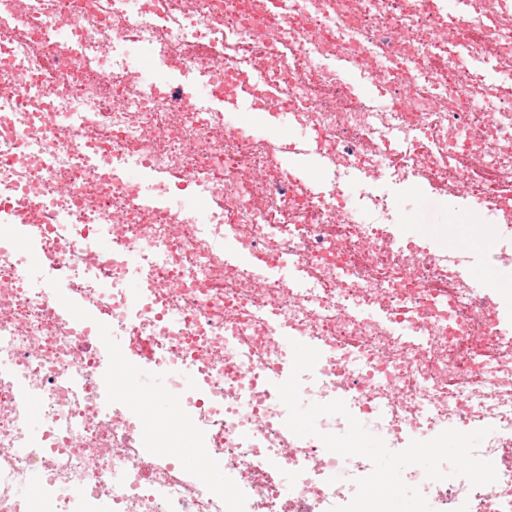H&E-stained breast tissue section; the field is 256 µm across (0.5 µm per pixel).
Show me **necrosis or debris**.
Wrapping results in <instances>:
<instances>
[{"mask_svg": "<svg viewBox=\"0 0 512 512\" xmlns=\"http://www.w3.org/2000/svg\"><path fill=\"white\" fill-rule=\"evenodd\" d=\"M0 0V512H330L369 470L360 457L290 442L268 384L312 340L322 359L301 381L316 403L340 399L374 416L394 446L484 420L476 450L512 443V324L503 299L460 273L457 257L392 230L387 194L348 200L354 177L456 185L490 237L512 233V0ZM175 63L177 84L143 83L127 43ZM363 59L357 80L392 89L400 110L344 92L336 69ZM263 81L249 85L255 63ZM237 83L252 108L287 111L307 141L228 126L196 86ZM491 101L495 112L481 111ZM489 159L472 178L456 157ZM317 155L318 176L290 165ZM189 192L208 211L143 200L128 164ZM232 238L253 256H224ZM36 251L45 274L24 275ZM140 295L125 282L130 256ZM295 257L301 280L266 277ZM71 302L63 310L57 297ZM126 355L149 348L171 380V421L223 485L162 455L166 429L99 385L102 329ZM488 351V366L478 352ZM191 366L196 387L178 371ZM39 411L42 429L25 425ZM297 480L282 488L273 469ZM351 474L337 483L336 471ZM43 494L30 502L24 490ZM434 512H512V464L496 482L427 481Z\"/></svg>", "mask_w": 512, "mask_h": 512, "instance_id": "4bbe7bcc", "label": "necrosis or debris"}]
</instances>
